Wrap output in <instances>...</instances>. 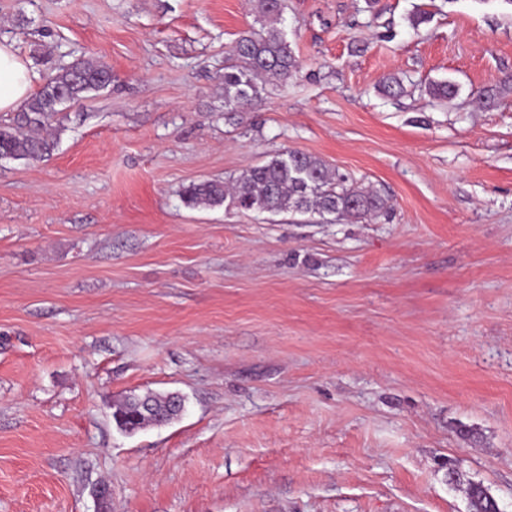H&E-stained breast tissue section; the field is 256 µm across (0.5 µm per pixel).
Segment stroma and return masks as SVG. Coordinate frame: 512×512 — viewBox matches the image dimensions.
<instances>
[{"instance_id": "stroma-1", "label": "stroma", "mask_w": 512, "mask_h": 512, "mask_svg": "<svg viewBox=\"0 0 512 512\" xmlns=\"http://www.w3.org/2000/svg\"><path fill=\"white\" fill-rule=\"evenodd\" d=\"M283 4L296 70L228 112L252 0H0L39 80L112 71L0 158V512H469L471 481L512 512V93L476 103L512 0ZM290 149L390 214L183 201ZM147 392L185 409L120 431ZM142 401L150 404L153 414L140 415V403ZM185 400L181 395L168 393L165 395L146 393L144 395H129L113 404L112 417L117 427L124 432L142 429L150 423L160 425L170 422L180 415V407Z\"/></svg>"}]
</instances>
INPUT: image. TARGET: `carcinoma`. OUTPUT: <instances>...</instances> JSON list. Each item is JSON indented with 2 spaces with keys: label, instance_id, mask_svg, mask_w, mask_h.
Listing matches in <instances>:
<instances>
[{
  "label": "carcinoma",
  "instance_id": "1",
  "mask_svg": "<svg viewBox=\"0 0 512 512\" xmlns=\"http://www.w3.org/2000/svg\"><path fill=\"white\" fill-rule=\"evenodd\" d=\"M258 12L269 26L248 31L236 41L224 65V106L237 112L258 97V83L286 79L296 69V59L287 35L275 24L281 22L282 0H257ZM112 82V71L104 64L77 61L52 75L25 103L13 123L0 125V157L41 160L56 148L51 134L60 106L78 103L87 94ZM458 93L451 81L432 82L427 94L436 100H451ZM188 206H221L237 210L333 217L336 222L368 220L386 212V200L376 192L357 186L339 169L323 159L289 151L257 165L231 186L205 180L184 192ZM150 404L153 413L140 414V403ZM182 396L146 393L129 395L113 404L112 417L124 432L150 424H165L180 415ZM470 512H500L498 502L480 482L465 489Z\"/></svg>",
  "mask_w": 512,
  "mask_h": 512
}]
</instances>
